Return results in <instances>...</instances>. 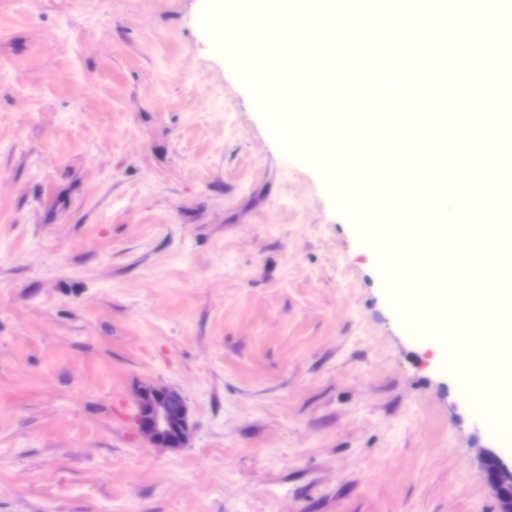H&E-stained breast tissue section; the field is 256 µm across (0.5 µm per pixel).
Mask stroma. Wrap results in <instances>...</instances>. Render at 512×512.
Here are the masks:
<instances>
[{
	"instance_id": "35a3bbf8",
	"label": "stroma",
	"mask_w": 512,
	"mask_h": 512,
	"mask_svg": "<svg viewBox=\"0 0 512 512\" xmlns=\"http://www.w3.org/2000/svg\"><path fill=\"white\" fill-rule=\"evenodd\" d=\"M0 0V512H499L512 456L213 30ZM184 398L153 448L135 389ZM137 430L152 447L180 448L190 435L188 411L181 395L162 385L145 384L134 398ZM480 455L485 468L491 462L495 463L496 471L494 474V465L488 466V483L495 490L500 502V512H512V494L506 491V488L512 486V456L510 466L503 460L496 448H481Z\"/></svg>"
}]
</instances>
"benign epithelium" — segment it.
I'll list each match as a JSON object with an SVG mask.
<instances>
[{
  "mask_svg": "<svg viewBox=\"0 0 512 512\" xmlns=\"http://www.w3.org/2000/svg\"><path fill=\"white\" fill-rule=\"evenodd\" d=\"M137 430L151 446L180 448L190 435L188 411L181 395L162 385L145 384L136 395ZM484 464L495 463L494 476L488 483L495 490L500 502V512H512V465L507 464L496 448H482Z\"/></svg>",
  "mask_w": 512,
  "mask_h": 512,
  "instance_id": "7a95c632",
  "label": "benign epithelium"
}]
</instances>
